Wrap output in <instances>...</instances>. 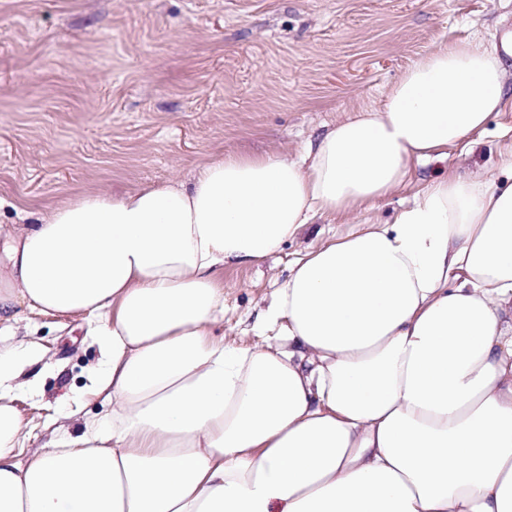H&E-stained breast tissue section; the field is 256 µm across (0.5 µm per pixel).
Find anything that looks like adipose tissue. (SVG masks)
<instances>
[{
    "instance_id": "adipose-tissue-1",
    "label": "adipose tissue",
    "mask_w": 512,
    "mask_h": 512,
    "mask_svg": "<svg viewBox=\"0 0 512 512\" xmlns=\"http://www.w3.org/2000/svg\"><path fill=\"white\" fill-rule=\"evenodd\" d=\"M512 95V28L418 55L299 157L226 154L185 182L0 225V325L103 319L112 418L18 457L0 348V512H512V182L449 171L393 220L311 248L230 344L228 267L403 188Z\"/></svg>"
}]
</instances>
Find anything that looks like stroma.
I'll return each mask as SVG.
<instances>
[{
  "label": "stroma",
  "mask_w": 512,
  "mask_h": 512,
  "mask_svg": "<svg viewBox=\"0 0 512 512\" xmlns=\"http://www.w3.org/2000/svg\"><path fill=\"white\" fill-rule=\"evenodd\" d=\"M512 24V0H0V224L85 192L189 180L226 153L298 156L305 143L376 102L419 54ZM512 102L447 163L414 165L372 208L319 218L260 263L224 270L225 341L246 331L295 260L366 222L392 219L431 178L459 167L500 177ZM44 357L16 381L27 425L20 461L50 438L112 413L90 393L104 360L92 321L29 315L0 345Z\"/></svg>",
  "instance_id": "1"
}]
</instances>
